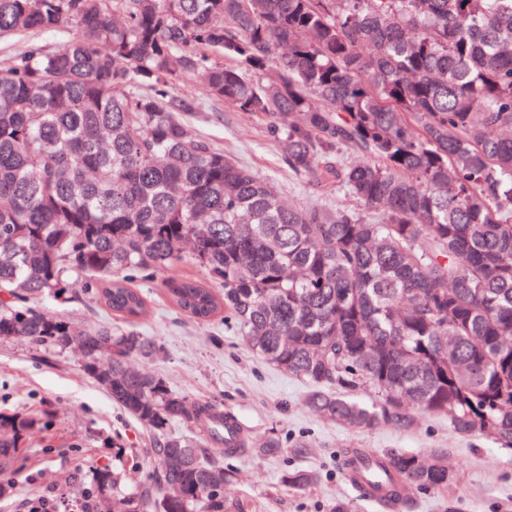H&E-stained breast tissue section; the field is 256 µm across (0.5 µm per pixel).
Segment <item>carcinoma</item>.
I'll list each match as a JSON object with an SVG mask.
<instances>
[{
	"label": "carcinoma",
	"instance_id": "1",
	"mask_svg": "<svg viewBox=\"0 0 512 512\" xmlns=\"http://www.w3.org/2000/svg\"><path fill=\"white\" fill-rule=\"evenodd\" d=\"M69 24L62 47L0 63V340L82 347L84 373L155 433L150 484L125 494L98 467L90 512H224V458L248 447L217 404L129 363L158 353L137 279L187 248L203 277L168 279L169 301L224 317L315 412L406 431L417 410L512 448V0H0L3 42ZM192 77L346 203L286 206L192 132L203 103L174 92ZM72 276L124 327L76 332L30 304ZM176 420L215 447L166 433ZM36 424L0 415V496ZM367 457L349 448L344 468L392 512L409 508L399 485L455 480L441 457Z\"/></svg>",
	"mask_w": 512,
	"mask_h": 512
}]
</instances>
